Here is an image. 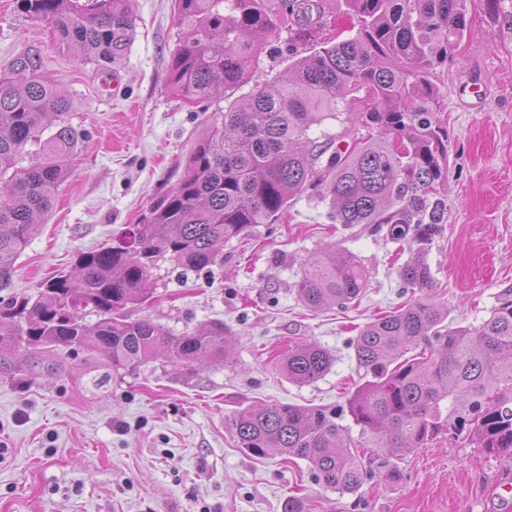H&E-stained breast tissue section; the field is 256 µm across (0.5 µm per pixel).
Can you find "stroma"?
Segmentation results:
<instances>
[{
    "label": "stroma",
    "mask_w": 512,
    "mask_h": 512,
    "mask_svg": "<svg viewBox=\"0 0 512 512\" xmlns=\"http://www.w3.org/2000/svg\"><path fill=\"white\" fill-rule=\"evenodd\" d=\"M134 35L120 83L59 46L50 27L0 0V70L37 48L43 72L76 103L85 131L55 206L15 263L14 288L35 292L70 271L80 252L143 223L178 180L203 121L220 109L188 104L167 85L179 40L173 0H131ZM471 34L435 77L448 116V180L441 235L425 251L434 294L451 326H476L512 285V0L499 15L467 0ZM301 195L278 224L224 245V263L199 273L162 262L148 300L130 310L173 334L213 320L234 333L232 360L187 370L156 356L132 373L94 384L103 355H71L63 368L26 355L19 378L0 367V512H495L512 462L467 434L441 435L396 456H365L374 476L358 495L318 484L305 461L246 455L226 427L261 403L335 406L360 385L347 346L359 326L413 299L403 288L399 244L372 224L344 226ZM354 254L368 273L361 299L313 311L295 285L304 259L328 246ZM308 339L335 362L317 382H288L273 361ZM399 479H390L391 470Z\"/></svg>",
    "instance_id": "1"
}]
</instances>
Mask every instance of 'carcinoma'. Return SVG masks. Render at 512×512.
Returning <instances> with one entry per match:
<instances>
[{
  "label": "carcinoma",
  "instance_id": "cac0c4a2",
  "mask_svg": "<svg viewBox=\"0 0 512 512\" xmlns=\"http://www.w3.org/2000/svg\"><path fill=\"white\" fill-rule=\"evenodd\" d=\"M336 0H174L181 37L168 87L189 102L224 100L199 133L178 182L144 223L112 245L79 254L75 271L31 294L11 293L14 263L70 176L83 138L74 102L43 75L28 49L0 72V356L45 354L64 366L82 350L130 373L163 352L191 367L231 358L224 322L174 335L128 310L148 297L158 262L201 272L223 261L224 243L276 224L305 193L336 224H378L416 245L399 268L414 300L359 328L350 342L364 382L343 405H249L228 426L251 456L300 459L319 484L354 495L368 473L358 449L379 455L421 448L439 434L468 433L512 461V288L479 325L450 327L423 259L442 229L448 119L433 81L469 35L466 0H345L354 35H326ZM59 44L112 78L133 28L130 0H16ZM288 49V73L235 93L259 67L264 40ZM339 130L328 129L331 122ZM365 128L370 133L363 135ZM349 137L353 147L336 141ZM298 299L311 309L357 301L367 274L352 254L325 249L304 260ZM93 313L97 320L85 321ZM333 364L315 342L288 345L275 367L309 385ZM359 427L353 438L342 420Z\"/></svg>",
  "mask_w": 512,
  "mask_h": 512
}]
</instances>
